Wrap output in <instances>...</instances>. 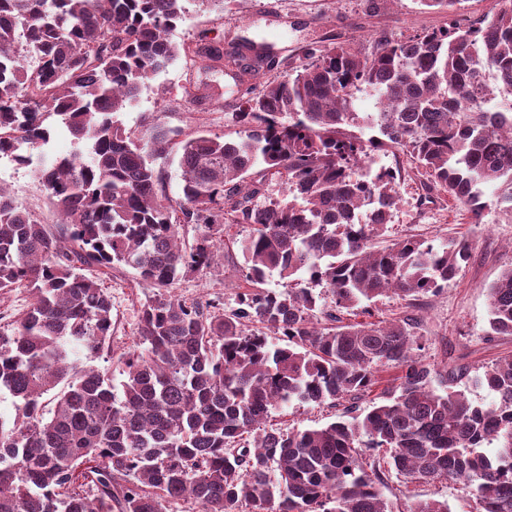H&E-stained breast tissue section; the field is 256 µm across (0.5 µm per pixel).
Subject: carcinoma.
Listing matches in <instances>:
<instances>
[{"mask_svg": "<svg viewBox=\"0 0 512 512\" xmlns=\"http://www.w3.org/2000/svg\"><path fill=\"white\" fill-rule=\"evenodd\" d=\"M184 2L0 0V156L40 160L59 215L43 224L0 187V295L33 296L0 329V397L16 407L0 415V512H165L188 499L202 512H451L395 508L377 488L391 470L461 481L478 512H512V355L475 376L495 396L475 405L452 389L468 369L420 357L416 317L350 321L389 294L416 307L471 257L455 239L378 245L399 193L392 172L368 171L374 155H409L476 224L487 184L512 212V0L369 54L313 50L241 102L234 131L181 141L173 200L156 166L173 131L157 121L137 137L120 114L183 56L204 71L227 57L252 79L270 66L246 41L227 56L177 41ZM363 90L375 97L365 117ZM52 117L74 149L48 158ZM268 176L286 177L293 200L259 203ZM188 224L201 228L191 242ZM231 224L251 227L249 288L229 310L180 299L173 285L218 265ZM97 268L132 269L153 290L119 394L91 364L112 336L111 296L87 276ZM272 276L280 288L265 287ZM488 335L512 336V265L489 288ZM385 368L396 375L362 408ZM292 401L340 419L285 430L273 413Z\"/></svg>", "mask_w": 512, "mask_h": 512, "instance_id": "cac0c4a2", "label": "carcinoma"}]
</instances>
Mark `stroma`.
<instances>
[{
	"mask_svg": "<svg viewBox=\"0 0 512 512\" xmlns=\"http://www.w3.org/2000/svg\"><path fill=\"white\" fill-rule=\"evenodd\" d=\"M495 6V0H462L451 15L422 9L417 0H231L217 11L186 0V18L177 38L198 46L221 42L232 49L246 38L266 46L275 61L269 77L288 78L305 62L306 53L331 43L347 44L371 52L378 40L405 41L425 30L456 24L467 27ZM256 83L239 81L221 72L201 77L193 61L181 59L150 80L137 103L123 112L127 129L161 121L166 127L190 134L198 130L221 135L228 115L237 111ZM374 166L392 172L400 186L401 201L388 226L389 235L419 233L442 243L456 238L471 246V258L455 279L437 296L426 299L419 316L425 348L424 360L435 367L463 365L471 372L512 353V336L488 335V288L504 268L512 265V215L499 210L494 187H486L487 208L482 223H469L462 205L427 190L414 163L403 153H381ZM0 186L13 195L38 221L52 224L50 207L36 165L0 159ZM246 224L231 227L224 235V263L209 272L187 273L176 285L182 299L220 302L234 306L246 286L239 241L247 236ZM112 296L111 355L104 366L120 385L123 358L133 347L143 304L151 292L135 279L133 271L99 272ZM337 411L326 405L292 402L276 414L284 428L316 427L335 421ZM380 491L401 507L419 500L447 502L451 512H474L476 504L460 481L407 483L388 478Z\"/></svg>",
	"mask_w": 512,
	"mask_h": 512,
	"instance_id": "1",
	"label": "stroma"
}]
</instances>
